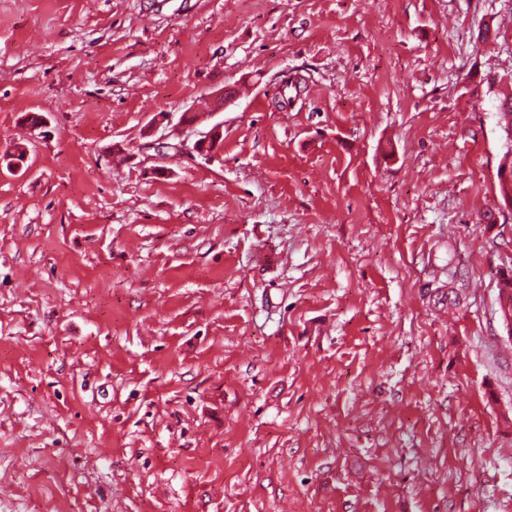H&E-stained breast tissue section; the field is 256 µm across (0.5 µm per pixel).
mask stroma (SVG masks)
<instances>
[{
    "instance_id": "obj_1",
    "label": "stroma",
    "mask_w": 512,
    "mask_h": 512,
    "mask_svg": "<svg viewBox=\"0 0 512 512\" xmlns=\"http://www.w3.org/2000/svg\"><path fill=\"white\" fill-rule=\"evenodd\" d=\"M508 97L512 0H0V512H512Z\"/></svg>"
}]
</instances>
